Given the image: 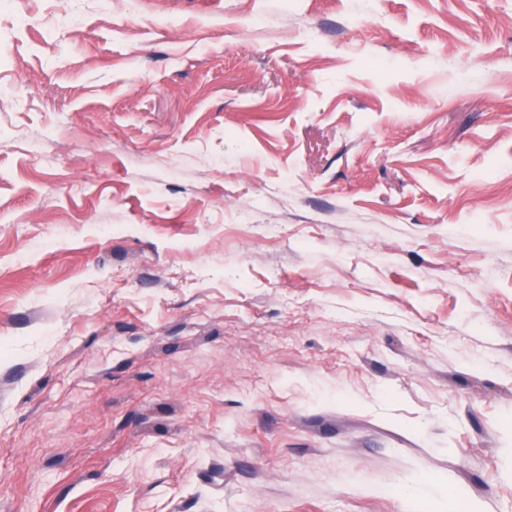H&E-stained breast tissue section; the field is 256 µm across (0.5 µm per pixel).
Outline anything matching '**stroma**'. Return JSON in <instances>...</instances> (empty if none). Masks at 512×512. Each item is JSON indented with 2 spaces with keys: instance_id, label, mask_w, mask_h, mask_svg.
I'll list each match as a JSON object with an SVG mask.
<instances>
[{
  "instance_id": "1",
  "label": "stroma",
  "mask_w": 512,
  "mask_h": 512,
  "mask_svg": "<svg viewBox=\"0 0 512 512\" xmlns=\"http://www.w3.org/2000/svg\"><path fill=\"white\" fill-rule=\"evenodd\" d=\"M512 512V0L0 5V512Z\"/></svg>"
}]
</instances>
